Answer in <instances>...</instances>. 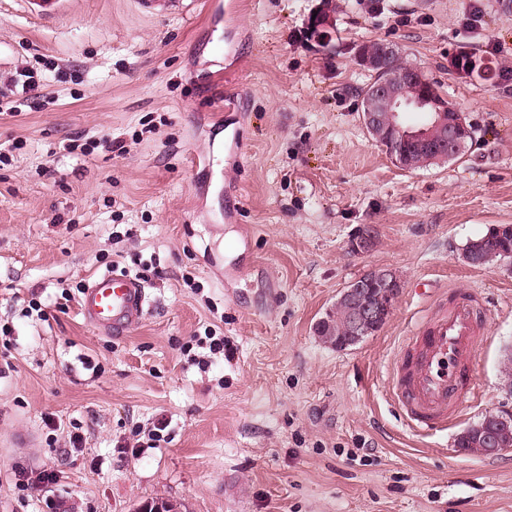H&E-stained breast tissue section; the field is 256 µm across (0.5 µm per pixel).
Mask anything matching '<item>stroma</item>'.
<instances>
[{
	"label": "stroma",
	"instance_id": "1",
	"mask_svg": "<svg viewBox=\"0 0 512 512\" xmlns=\"http://www.w3.org/2000/svg\"><path fill=\"white\" fill-rule=\"evenodd\" d=\"M216 2L208 22L0 0V512H512V448L456 446L485 412L512 413V263L462 255L512 224V0ZM365 42L393 44L467 115L462 159L391 163L360 120ZM463 54L478 72L453 69ZM22 72L38 96L17 93ZM78 133L119 147L81 156L65 147ZM366 228L371 249L351 252ZM111 268L147 278L137 325L106 335L56 311ZM374 269L402 282L387 323L323 343L316 322ZM445 289L486 310L481 397L422 437L387 376ZM30 296L47 320L24 317ZM23 469L58 480L30 492Z\"/></svg>",
	"mask_w": 512,
	"mask_h": 512
}]
</instances>
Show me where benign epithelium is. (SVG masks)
Returning a JSON list of instances; mask_svg holds the SVG:
<instances>
[{
	"instance_id": "obj_1",
	"label": "benign epithelium",
	"mask_w": 512,
	"mask_h": 512,
	"mask_svg": "<svg viewBox=\"0 0 512 512\" xmlns=\"http://www.w3.org/2000/svg\"><path fill=\"white\" fill-rule=\"evenodd\" d=\"M397 49L386 42L366 44L359 49L358 61L364 68L381 75L364 90L362 122L366 130L403 170H415L452 158L458 149L459 135L466 126L463 113L438 94L417 67L398 66ZM427 107V122L420 126L404 123L411 107ZM374 236L365 229L348 244L354 253H365ZM399 276L391 270H374L352 281L342 292L346 336L338 347L346 348L365 336L377 333L391 316L401 292ZM512 424L500 418L485 432L486 447L501 452L498 431Z\"/></svg>"
}]
</instances>
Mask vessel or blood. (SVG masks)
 <instances>
[{"instance_id": "b4317fda", "label": "vessel or blood", "mask_w": 512, "mask_h": 512, "mask_svg": "<svg viewBox=\"0 0 512 512\" xmlns=\"http://www.w3.org/2000/svg\"><path fill=\"white\" fill-rule=\"evenodd\" d=\"M146 304L144 284L115 272L92 276L79 299L85 322L103 334L138 324ZM484 326L475 292L442 293L405 337L394 390L410 430L425 434L447 427L462 403L479 399L476 338Z\"/></svg>"}]
</instances>
